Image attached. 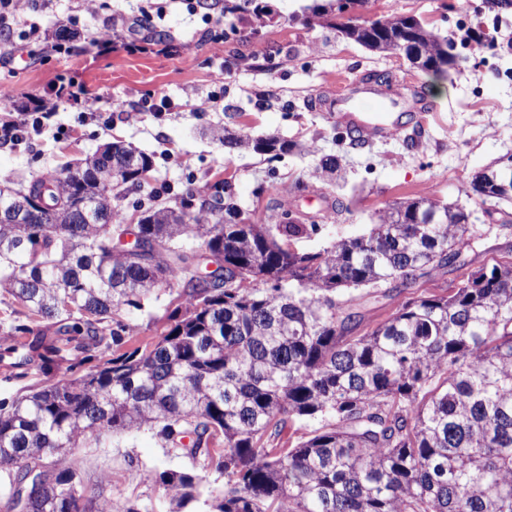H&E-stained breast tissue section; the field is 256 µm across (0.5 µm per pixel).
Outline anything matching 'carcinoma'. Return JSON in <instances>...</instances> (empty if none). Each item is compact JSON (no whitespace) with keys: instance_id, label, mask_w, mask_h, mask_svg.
Instances as JSON below:
<instances>
[{"instance_id":"carcinoma-1","label":"carcinoma","mask_w":512,"mask_h":512,"mask_svg":"<svg viewBox=\"0 0 512 512\" xmlns=\"http://www.w3.org/2000/svg\"><path fill=\"white\" fill-rule=\"evenodd\" d=\"M256 0H224V15ZM483 21L459 35L487 48ZM347 39L393 54L413 38L411 66L447 74L448 37L418 17L391 13L340 24ZM229 149L278 156L296 142L227 128ZM153 156L115 141L75 165L15 188L0 182V288L28 311L10 336L17 366L87 357L130 331L120 320L165 288L180 304L158 340L81 375L0 403V500L4 512H105L81 504L71 450L109 434L150 430L169 451L224 472V490L202 491L195 472H149L179 509L200 512H512V261L473 271L441 296L410 297L365 333L364 307L343 288L398 295L435 270L473 264L482 243L512 237V224L478 229L456 206L427 197L387 208L361 236L317 252L282 241L303 224H255L233 184L206 198L161 202ZM150 189L156 205L137 224L115 200ZM26 213L28 221L16 220ZM50 321L46 327L37 319ZM319 423L291 448L290 423ZM224 447H217L218 442Z\"/></svg>"}]
</instances>
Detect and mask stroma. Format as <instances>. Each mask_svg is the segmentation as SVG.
Masks as SVG:
<instances>
[{
	"mask_svg": "<svg viewBox=\"0 0 512 512\" xmlns=\"http://www.w3.org/2000/svg\"><path fill=\"white\" fill-rule=\"evenodd\" d=\"M272 19L262 36L250 38L256 21L245 13L228 23L205 21L191 13L186 0H35L33 9L11 18L10 32L0 31V85L12 87L17 106L44 95L58 79L86 82L104 101L123 104L111 127L83 116L82 106L60 105L48 127L34 140L0 148V170L13 182L27 183L60 166L93 154L119 139L155 157L151 179L176 193L204 197L218 179L233 183L238 202L252 220L268 222L271 206L292 211L309 232L292 240L293 248L314 252L329 242L363 234L380 211L394 202L429 197L462 205L477 225L498 223L512 205L494 208L473 194L474 176L496 158L512 154V26L498 41L496 53L477 45L460 48L461 59L446 79L412 68L405 56L380 54L347 40L324 26H306L297 16L315 0H258ZM449 0H366L358 11L374 20L392 12L414 14L441 33H453ZM143 16L148 35L173 45L170 53H104L91 46L87 30L114 15ZM67 28L73 34L68 52L53 49L50 34ZM197 62L188 68L180 50ZM390 72L397 82L429 84L436 108L417 131L405 132L363 149L352 148L346 132L330 116L329 100L336 84L359 81L368 70ZM221 100L200 111L211 92ZM166 98L171 107L162 119L134 111L143 98ZM233 124L251 136L277 134L299 143L297 151L271 160L252 151L229 150L212 139V129ZM338 158L344 168L339 184L323 183L322 162ZM303 190H295V183ZM349 209L335 219L326 213L336 197ZM176 294L159 290L157 300L126 319L129 335L119 346L100 345L93 363L142 348L155 340ZM64 360L50 371L29 366L18 374L0 362V402L40 388L48 380L69 376ZM71 460L87 492L104 488L112 512L130 503L151 504L153 512L173 506L156 483L142 484L140 471H195L185 454L168 453L150 431L114 435L106 443L80 444Z\"/></svg>",
	"mask_w": 512,
	"mask_h": 512,
	"instance_id": "stroma-1",
	"label": "stroma"
}]
</instances>
